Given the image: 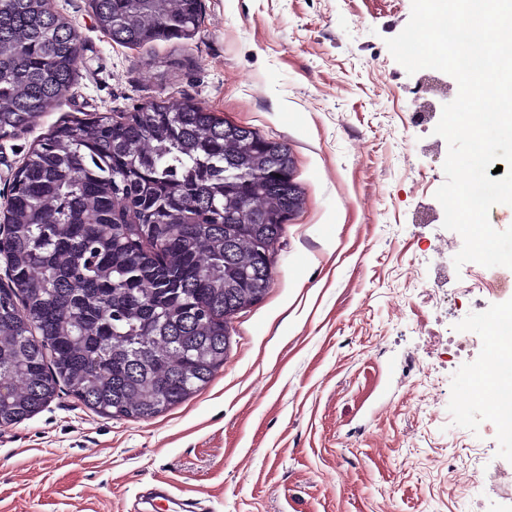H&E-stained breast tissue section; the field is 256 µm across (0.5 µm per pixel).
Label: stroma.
Returning a JSON list of instances; mask_svg holds the SVG:
<instances>
[{
	"mask_svg": "<svg viewBox=\"0 0 512 512\" xmlns=\"http://www.w3.org/2000/svg\"><path fill=\"white\" fill-rule=\"evenodd\" d=\"M82 37L69 95L0 139V189L49 129L159 99H192L287 143L302 196L273 253L272 285L236 314L228 357L202 391L149 420L112 419L66 387L0 427V512H512V467L492 395L485 325L512 289L472 285L435 197L447 141L439 73L426 95L386 41L412 0H201L181 42L113 43L89 0H53ZM434 107L421 120L422 98ZM467 337L460 356L448 339Z\"/></svg>",
	"mask_w": 512,
	"mask_h": 512,
	"instance_id": "stroma-1",
	"label": "stroma"
}]
</instances>
